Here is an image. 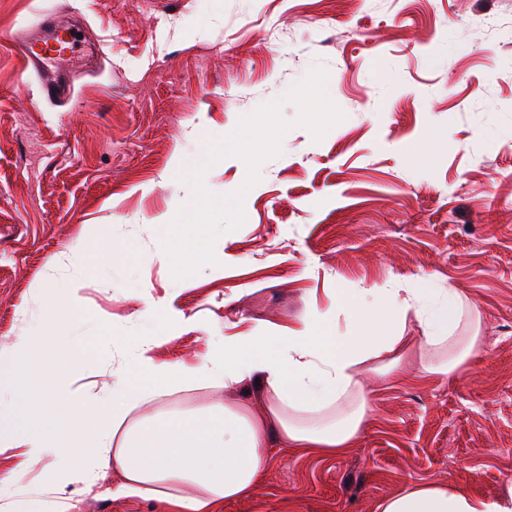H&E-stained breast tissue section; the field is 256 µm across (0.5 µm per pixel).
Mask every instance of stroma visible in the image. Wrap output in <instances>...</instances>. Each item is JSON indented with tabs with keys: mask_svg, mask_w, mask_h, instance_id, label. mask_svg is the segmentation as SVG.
Masks as SVG:
<instances>
[{
	"mask_svg": "<svg viewBox=\"0 0 512 512\" xmlns=\"http://www.w3.org/2000/svg\"><path fill=\"white\" fill-rule=\"evenodd\" d=\"M50 13L82 35L64 101L43 93L17 41ZM315 65L344 120L319 142L289 131L245 196L246 222L217 239V264L174 279L156 219L192 195L176 158L201 160L208 137ZM104 217L86 249L112 274L87 273L54 380L98 391L126 374L124 337L160 324L141 311L142 282L200 323L156 349L188 363L207 337L282 329L309 303L345 334L356 289L375 285L431 277L481 315L484 352L466 375L372 389L343 455L267 448L259 483L223 512H377L427 482L512 498V0H0V347L18 306L37 310L50 259ZM216 394L202 383L128 420ZM64 494L77 512H161L76 484Z\"/></svg>",
	"mask_w": 512,
	"mask_h": 512,
	"instance_id": "stroma-1",
	"label": "stroma"
}]
</instances>
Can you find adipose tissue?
Returning a JSON list of instances; mask_svg holds the SVG:
<instances>
[{"label": "adipose tissue", "mask_w": 512, "mask_h": 512, "mask_svg": "<svg viewBox=\"0 0 512 512\" xmlns=\"http://www.w3.org/2000/svg\"><path fill=\"white\" fill-rule=\"evenodd\" d=\"M94 230L83 225L52 258L51 268L71 266L74 274L42 295L40 316L20 308L24 327L0 348V392L23 401L28 413L23 428L0 431V455L13 461L0 470V512H73L63 489L78 482L94 491L111 465L122 476L113 497L153 498L164 512H220L251 493L270 444L328 456L352 448L369 410L365 374L385 383L410 361L423 380L445 381L466 374L483 349L468 298L426 278L415 288L360 289L345 336L328 334L326 314L309 305L287 335L260 327L212 339L194 364L158 358L161 333L134 338L131 363L148 376L144 385L119 384L100 395L71 382L57 385L46 372L54 358L47 338L67 326L84 299L85 271L97 265L85 247ZM411 311L422 329L415 337L404 333ZM199 381L227 391L256 387L260 406L225 399L199 414L128 424L132 409ZM39 460L46 463L42 497L29 503L19 486ZM378 512H512V503L420 483L386 496Z\"/></svg>", "instance_id": "obj_1"}]
</instances>
